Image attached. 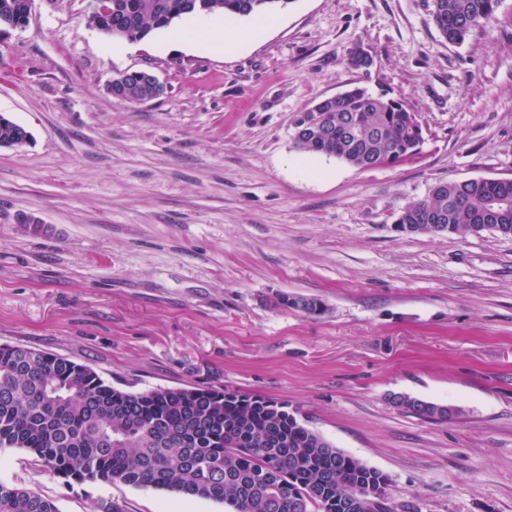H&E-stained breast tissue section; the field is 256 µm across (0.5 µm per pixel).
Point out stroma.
<instances>
[{
    "mask_svg": "<svg viewBox=\"0 0 512 512\" xmlns=\"http://www.w3.org/2000/svg\"><path fill=\"white\" fill-rule=\"evenodd\" d=\"M431 0H292L243 47L111 40L93 0H34L0 34V345L91 366L113 387L259 394L387 474L393 512H512V238L404 233L437 183L512 179V0L462 44ZM361 46L369 69L348 66ZM164 85L130 103L117 73ZM401 99L416 157L360 170L292 145L295 115L351 87ZM314 297L321 315L279 305ZM395 394L453 407L425 419ZM0 482L89 512H228L77 484L26 451Z\"/></svg>",
    "mask_w": 512,
    "mask_h": 512,
    "instance_id": "stroma-1",
    "label": "stroma"
}]
</instances>
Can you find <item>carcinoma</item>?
<instances>
[{
  "label": "carcinoma",
  "instance_id": "1",
  "mask_svg": "<svg viewBox=\"0 0 512 512\" xmlns=\"http://www.w3.org/2000/svg\"><path fill=\"white\" fill-rule=\"evenodd\" d=\"M293 0H98L89 22L112 39L139 41L189 16H269ZM33 0H0V27L24 26ZM498 0H432L450 43L496 20ZM112 96L158 97L146 76L119 73ZM292 140L301 152L360 169L421 153L423 129L399 99L356 87L305 110ZM398 223L413 233L444 225L461 235L490 224L512 236V179L436 184ZM403 408L448 418L445 406L407 397ZM20 448L78 484H125L213 501L231 512H392L390 480L301 423L288 406L259 395L193 386L128 392L88 365L22 345L0 346V450ZM0 512H59L28 489L0 483Z\"/></svg>",
  "mask_w": 512,
  "mask_h": 512
}]
</instances>
